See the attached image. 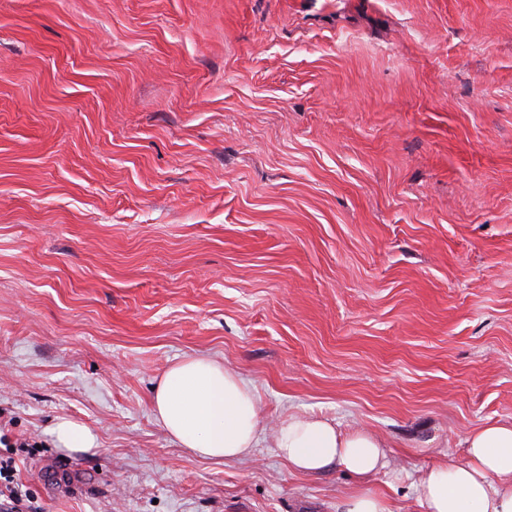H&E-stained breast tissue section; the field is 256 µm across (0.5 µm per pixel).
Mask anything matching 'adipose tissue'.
<instances>
[{"mask_svg":"<svg viewBox=\"0 0 512 512\" xmlns=\"http://www.w3.org/2000/svg\"><path fill=\"white\" fill-rule=\"evenodd\" d=\"M156 422L179 447L227 462L249 456L263 431L252 382L207 356L177 360L155 387ZM48 433L54 447L89 454L99 446L93 430L71 417ZM462 461L444 459L421 477L425 512H512V424H487L465 434ZM276 454L296 472L318 475L341 468L361 485L344 496L340 512H390L364 483L387 465L386 443L372 432L343 429L322 415L293 414L277 422Z\"/></svg>","mask_w":512,"mask_h":512,"instance_id":"obj_1","label":"adipose tissue"}]
</instances>
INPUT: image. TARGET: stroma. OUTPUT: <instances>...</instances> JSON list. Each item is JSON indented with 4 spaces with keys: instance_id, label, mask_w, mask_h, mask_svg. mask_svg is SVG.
I'll list each match as a JSON object with an SVG mask.
<instances>
[{
    "instance_id": "obj_1",
    "label": "stroma",
    "mask_w": 512,
    "mask_h": 512,
    "mask_svg": "<svg viewBox=\"0 0 512 512\" xmlns=\"http://www.w3.org/2000/svg\"><path fill=\"white\" fill-rule=\"evenodd\" d=\"M193 355L383 436L391 512L512 423V0H0V457L42 512H336L171 441ZM54 448L70 453H94L99 448V439L93 430L80 420L59 417L48 430Z\"/></svg>"
}]
</instances>
